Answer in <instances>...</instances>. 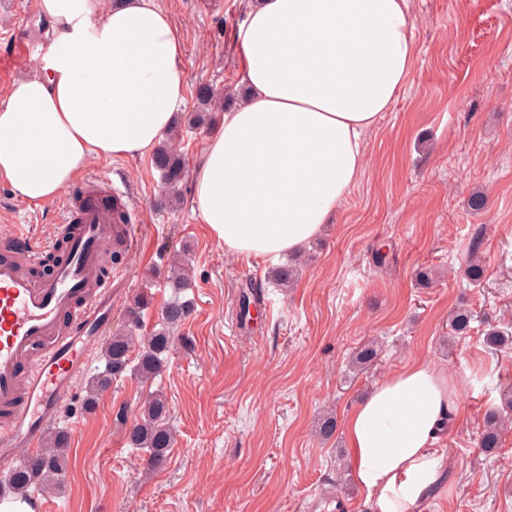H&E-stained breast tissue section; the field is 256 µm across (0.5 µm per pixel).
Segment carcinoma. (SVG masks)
Here are the masks:
<instances>
[{
  "label": "carcinoma",
  "mask_w": 512,
  "mask_h": 512,
  "mask_svg": "<svg viewBox=\"0 0 512 512\" xmlns=\"http://www.w3.org/2000/svg\"><path fill=\"white\" fill-rule=\"evenodd\" d=\"M219 100L220 97L212 87L205 84L198 86L197 124L211 125L216 121L214 105ZM154 163L162 173L164 187L172 192L178 191L186 177L182 155L172 145L164 143L156 150ZM465 272L473 284H478L483 279L485 266L477 252L469 255ZM145 306V300L139 298L126 307L124 331L112 334L104 346V371L87 382L86 408H93L98 393L117 377L129 372L147 382L162 372L175 343L173 330L184 323L190 305L178 299L169 302L161 313L159 329L141 339L136 336V331L140 329ZM472 320L473 315L469 310L458 309L451 318V331L460 336L468 334ZM169 416L167 398L162 391L157 390L144 402L140 420L127 431L128 443L148 454L147 464L153 468L164 466L174 445L175 438L169 426ZM508 425L509 416L499 411L489 412L479 434V448L487 455L496 453L501 447ZM68 441V434L59 431L48 438L44 448L26 454L20 464L9 470V482L13 491L22 494L35 490L44 492L60 484L68 468Z\"/></svg>",
  "instance_id": "1"
}]
</instances>
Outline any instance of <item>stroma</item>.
<instances>
[{"label": "stroma", "instance_id": "obj_1", "mask_svg": "<svg viewBox=\"0 0 512 512\" xmlns=\"http://www.w3.org/2000/svg\"><path fill=\"white\" fill-rule=\"evenodd\" d=\"M183 45L187 93L177 112V148L194 167L211 132L189 127L195 90H244L237 33L249 0H155ZM416 58L408 82L365 142V167L330 224L300 251L290 287L275 271L291 255L241 259L225 251L190 208L191 181L164 204L153 153L92 160L85 173L126 187L133 222L127 272L112 284L111 331L127 305L148 294L143 334L165 303L189 302L168 362L153 382L127 376L86 409L87 379L104 369L102 341L89 347L85 378L65 400L54 429L69 435V469L55 490L31 494L34 512H337L362 506L343 432L317 439L323 407L344 420L370 389L423 360L447 373L458 413L439 445L444 481L423 512H512V431L496 454L478 446L485 415L512 383V348L491 351L488 328L512 332V0H411ZM38 0H0V34L26 31L34 45L48 32ZM487 205L469 206L474 192ZM60 201L34 206L0 180V225L48 240ZM188 250V287H171L176 251ZM485 260L469 284L471 251ZM440 272L425 285L421 268ZM262 293L241 321L243 291ZM469 309L467 335L451 337L452 310ZM377 342V359L353 366ZM162 390L176 442L152 469L127 430L149 394Z\"/></svg>", "mask_w": 512, "mask_h": 512}]
</instances>
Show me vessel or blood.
I'll use <instances>...</instances> for the list:
<instances>
[{
    "label": "vessel or blood",
    "mask_w": 512,
    "mask_h": 512,
    "mask_svg": "<svg viewBox=\"0 0 512 512\" xmlns=\"http://www.w3.org/2000/svg\"><path fill=\"white\" fill-rule=\"evenodd\" d=\"M124 191L102 178L68 191L50 242L0 232V465L37 451L112 322L105 254L124 243Z\"/></svg>",
    "instance_id": "obj_1"
}]
</instances>
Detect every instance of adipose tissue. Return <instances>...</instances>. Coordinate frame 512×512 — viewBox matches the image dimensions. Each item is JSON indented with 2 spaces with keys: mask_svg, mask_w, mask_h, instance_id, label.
<instances>
[{
  "mask_svg": "<svg viewBox=\"0 0 512 512\" xmlns=\"http://www.w3.org/2000/svg\"><path fill=\"white\" fill-rule=\"evenodd\" d=\"M50 32L35 76L0 104V179L54 200L92 159L149 152L185 99L182 40L154 0H39ZM246 85L207 139L192 208L225 250L298 252L362 174L364 139L412 71L409 0H250L238 35ZM452 382L414 361L343 422L366 512H422L448 458Z\"/></svg>",
  "mask_w": 512,
  "mask_h": 512,
  "instance_id": "ef3b65f1",
  "label": "adipose tissue"
}]
</instances>
